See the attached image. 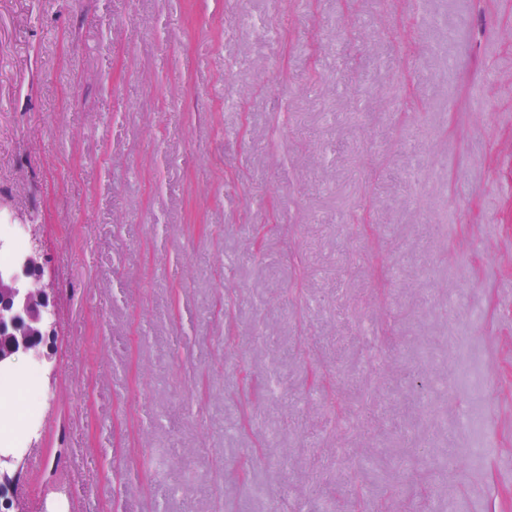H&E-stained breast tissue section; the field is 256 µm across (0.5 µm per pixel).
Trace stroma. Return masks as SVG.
I'll use <instances>...</instances> for the list:
<instances>
[{"label": "stroma", "instance_id": "stroma-1", "mask_svg": "<svg viewBox=\"0 0 512 512\" xmlns=\"http://www.w3.org/2000/svg\"><path fill=\"white\" fill-rule=\"evenodd\" d=\"M0 211L24 512H512V0H0ZM7 236L11 248L0 251V368L10 367L21 355L50 365L52 354L44 345L53 336L57 318V300L52 292L37 288L41 278L40 248L28 251L26 238L0 215V239ZM24 252V253H23Z\"/></svg>", "mask_w": 512, "mask_h": 512}]
</instances>
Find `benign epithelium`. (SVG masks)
<instances>
[{"label": "benign epithelium", "instance_id": "1", "mask_svg": "<svg viewBox=\"0 0 512 512\" xmlns=\"http://www.w3.org/2000/svg\"><path fill=\"white\" fill-rule=\"evenodd\" d=\"M40 278L37 245L19 255L13 266L0 269V368L11 366L21 355L52 364V354L44 345L55 331L57 300L53 293L37 287ZM20 475L19 458L1 449L0 512H21L6 496Z\"/></svg>", "mask_w": 512, "mask_h": 512}]
</instances>
